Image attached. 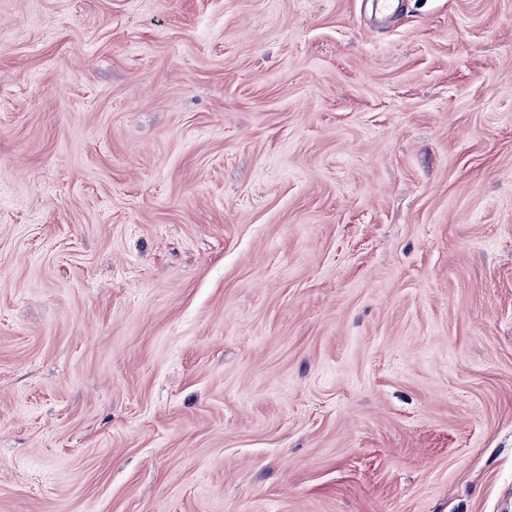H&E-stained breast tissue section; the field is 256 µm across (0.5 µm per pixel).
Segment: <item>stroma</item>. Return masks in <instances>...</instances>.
<instances>
[{
	"instance_id": "35a3bbf8",
	"label": "stroma",
	"mask_w": 512,
	"mask_h": 512,
	"mask_svg": "<svg viewBox=\"0 0 512 512\" xmlns=\"http://www.w3.org/2000/svg\"><path fill=\"white\" fill-rule=\"evenodd\" d=\"M0 0V512H512V0Z\"/></svg>"
}]
</instances>
